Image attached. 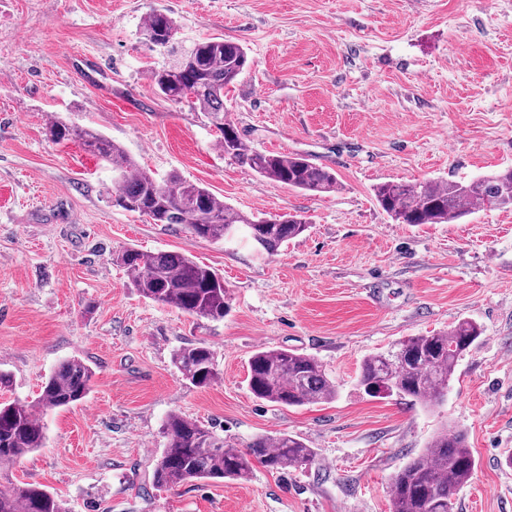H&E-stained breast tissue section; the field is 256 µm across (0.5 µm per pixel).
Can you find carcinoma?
<instances>
[{"label": "carcinoma", "mask_w": 512, "mask_h": 512, "mask_svg": "<svg viewBox=\"0 0 512 512\" xmlns=\"http://www.w3.org/2000/svg\"><path fill=\"white\" fill-rule=\"evenodd\" d=\"M176 32V21L159 10L147 13L140 27L151 50L174 53L173 62L147 68L161 96L208 114L221 133L219 146L224 154L260 176L302 191H336L338 181L331 170L298 154L254 149L243 141L235 124L224 119V89L248 66L241 45L210 38L182 47ZM49 133L57 143L75 142L112 164L119 177L114 205L156 223L182 224L195 238L218 241L232 232H243L258 250L273 254L307 230V222L298 215L265 219L244 214L177 173L159 180L91 127L54 121ZM374 196L399 224H452L469 214L473 205L512 208V169L464 183L387 181L374 187ZM116 262L145 299L211 320H221L227 312L224 278L184 252L151 253L127 247L118 251ZM482 333L479 324L462 320L446 332L408 338L390 350L366 356L357 384L372 397L395 394L423 405L438 401L447 392L460 357ZM173 364L196 387L209 386L218 377L215 353L203 342L178 349ZM92 376L83 360L66 359L43 383L35 403L19 399L0 403L1 470H9L25 455L45 447L42 415L83 401L91 391ZM247 385L255 398L284 407L329 402L337 393L317 359L285 349L256 351L248 362ZM162 435L164 448L153 471V483L160 490L198 480L245 481L256 464L271 472L302 470L317 458L314 449L285 432L257 436L245 448H233L179 412L167 416ZM474 469L475 458L465 433L439 432L427 448L391 476V512H454L456 495ZM0 512L66 510L54 493L24 484L0 491Z\"/></svg>", "instance_id": "carcinoma-1"}]
</instances>
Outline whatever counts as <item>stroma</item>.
I'll return each instance as SVG.
<instances>
[{
  "instance_id": "35a3bbf8",
  "label": "stroma",
  "mask_w": 512,
  "mask_h": 512,
  "mask_svg": "<svg viewBox=\"0 0 512 512\" xmlns=\"http://www.w3.org/2000/svg\"><path fill=\"white\" fill-rule=\"evenodd\" d=\"M166 10L191 43L242 45L250 66L224 91L241 137L335 172V192L271 182L225 157L205 113L158 96L139 41ZM99 58L98 74L76 69ZM92 127L143 169L176 172L255 215H302L276 254L244 236L196 239L112 203L111 166L51 140L52 120ZM512 168V0H0V402L35 401L62 360L95 372L88 397L45 417L44 448L0 489L42 486L67 512H389L391 475L442 429L466 434L476 467L454 512H512V209L454 224H399L373 188L467 182ZM125 246L189 252L224 278L223 320L131 288ZM480 324L445 399L372 398L362 359L410 336ZM204 342L218 378L190 384L175 350ZM317 358L334 400L285 408L253 397L258 349ZM245 448L286 432L310 468L245 481L152 482L171 412Z\"/></svg>"
}]
</instances>
